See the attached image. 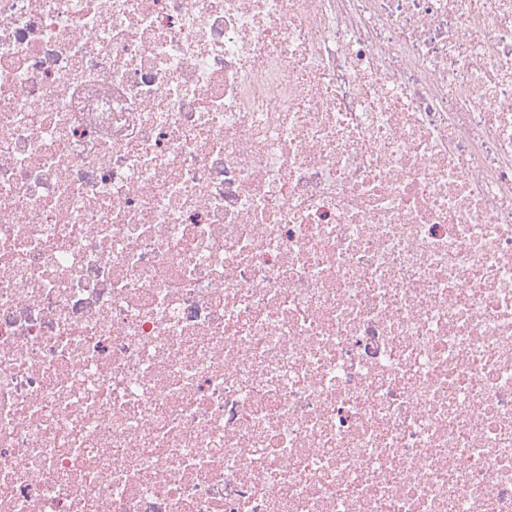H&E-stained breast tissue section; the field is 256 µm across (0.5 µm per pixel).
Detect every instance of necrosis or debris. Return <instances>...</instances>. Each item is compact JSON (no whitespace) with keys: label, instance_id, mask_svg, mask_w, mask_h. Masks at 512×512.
I'll return each mask as SVG.
<instances>
[{"label":"necrosis or debris","instance_id":"obj_1","mask_svg":"<svg viewBox=\"0 0 512 512\" xmlns=\"http://www.w3.org/2000/svg\"><path fill=\"white\" fill-rule=\"evenodd\" d=\"M0 512H512V0H0Z\"/></svg>","mask_w":512,"mask_h":512}]
</instances>
